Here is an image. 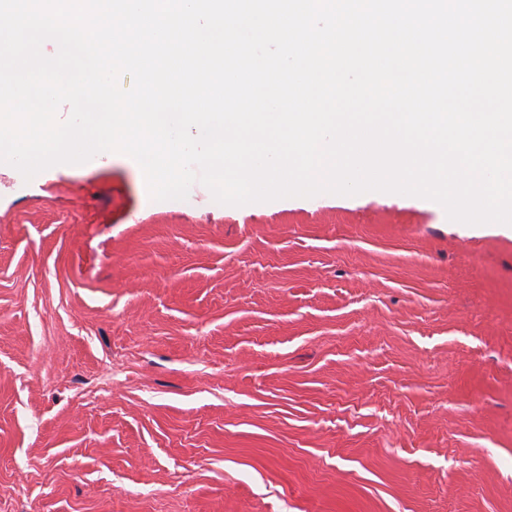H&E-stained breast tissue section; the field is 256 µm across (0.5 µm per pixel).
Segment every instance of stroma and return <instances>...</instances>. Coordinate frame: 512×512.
<instances>
[{"mask_svg":"<svg viewBox=\"0 0 512 512\" xmlns=\"http://www.w3.org/2000/svg\"><path fill=\"white\" fill-rule=\"evenodd\" d=\"M193 189L0 163V512H512V234Z\"/></svg>","mask_w":512,"mask_h":512,"instance_id":"obj_1","label":"stroma"}]
</instances>
